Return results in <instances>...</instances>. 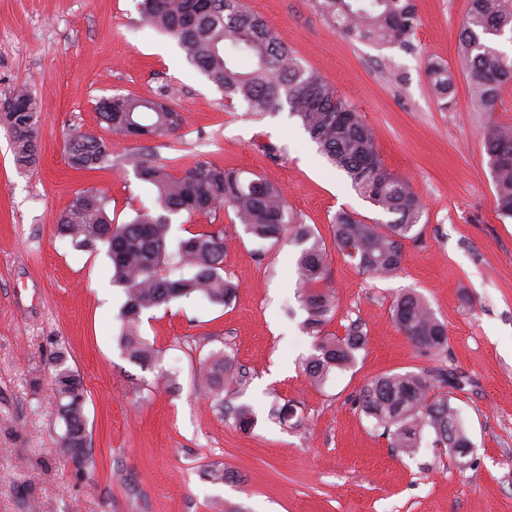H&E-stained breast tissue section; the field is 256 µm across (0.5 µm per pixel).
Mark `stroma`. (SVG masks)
<instances>
[{"label":"stroma","instance_id":"stroma-1","mask_svg":"<svg viewBox=\"0 0 512 512\" xmlns=\"http://www.w3.org/2000/svg\"><path fill=\"white\" fill-rule=\"evenodd\" d=\"M246 3L356 107L385 166L424 204L397 275L370 279L330 259L338 308L326 332L342 336L359 323L366 348L352 368L311 382L302 371L314 349L297 302L298 246L254 239L220 212L195 216L193 228L223 231L235 298L146 311L141 334L162 359L151 369L131 363L119 344L124 292L106 250L78 251L56 234L76 191H104L121 222L153 198L132 170L70 168L65 134L105 133L99 100L176 86L183 125L151 142L171 172L207 161L257 173L325 246L336 213L384 215L288 111L257 118L227 106L176 40L142 19L138 0H0V99L24 84L42 109L35 169L16 166L0 126V512H512V221L496 214L482 144L487 120L512 124V85L493 114L472 109L459 52L469 0H416L411 52L343 38L308 0ZM431 60L453 77L445 110L426 75ZM408 290L446 324V351L417 352L394 324L390 305ZM60 351L87 390L90 469L59 450L52 359ZM223 353L249 374L232 395L256 414L247 434L198 383L205 361ZM422 368L466 381L452 399L474 444L463 462L439 455L429 433L415 454L390 447L354 403L372 378ZM287 403L296 415L283 421L277 411ZM215 465L224 481L208 478Z\"/></svg>","mask_w":512,"mask_h":512}]
</instances>
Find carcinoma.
<instances>
[{"label":"carcinoma","mask_w":512,"mask_h":512,"mask_svg":"<svg viewBox=\"0 0 512 512\" xmlns=\"http://www.w3.org/2000/svg\"><path fill=\"white\" fill-rule=\"evenodd\" d=\"M326 24L351 41L379 49L413 48L418 26L414 0H308ZM142 18L158 32L173 37L186 60L254 115L287 108L298 119L326 160L343 171L352 188L389 216L385 223L369 224L349 212H339L331 225L333 244L341 256L375 278L397 274L405 240L420 223L424 206L411 183L390 171L377 150L376 135L356 107L316 72L305 68L288 43L246 5L245 0H139ZM512 37V0H471L459 41L473 88V106L494 110L501 90L512 83V56L499 49ZM426 73L433 89L448 107L452 78L448 67L429 62ZM173 88L153 96L114 95L98 102L100 121L123 140L137 143L123 154L104 137L86 133L68 136L64 147L68 164L77 171L102 170L117 162L132 168L135 177L153 190V204L127 221L107 213L108 199L88 188L75 194L57 221L58 235L80 250L107 246L112 281L122 287L125 301L118 319L120 344L127 358L142 368L160 362L158 350L140 334L144 312L178 300L204 298L227 305L236 287L224 278V238L215 231H187L170 250L173 218L191 222L198 214L232 211L252 237L277 243L287 240L301 247L296 260L298 302L305 312L303 327L314 337V353L304 371L315 383L336 370H346L364 349L366 335L352 323L343 336H329L324 328L336 314L335 295L322 287L328 275V253L320 236L308 224L295 222L285 194L258 175L230 170L205 161L185 167L179 176L138 143L166 138L178 130L182 115L175 110ZM0 123L11 137L15 164L33 168L39 158L40 104L22 85L0 103ZM499 219L512 220V125L490 122L483 132ZM392 318L410 344L421 352H442L448 346V328L425 299L406 291L392 304ZM57 416L64 426L59 447L80 455L81 468L92 465L86 430V389L66 356L54 358ZM209 398L233 419L235 427L250 432L256 417L247 405H235L224 396L226 387L247 382L248 372L229 355L214 357L202 367ZM463 380L452 371H407L378 376L359 392L356 403L390 447L412 455L423 434L433 445L456 459L458 448L472 444L452 391ZM446 392H441V389Z\"/></svg>","instance_id":"obj_1"}]
</instances>
